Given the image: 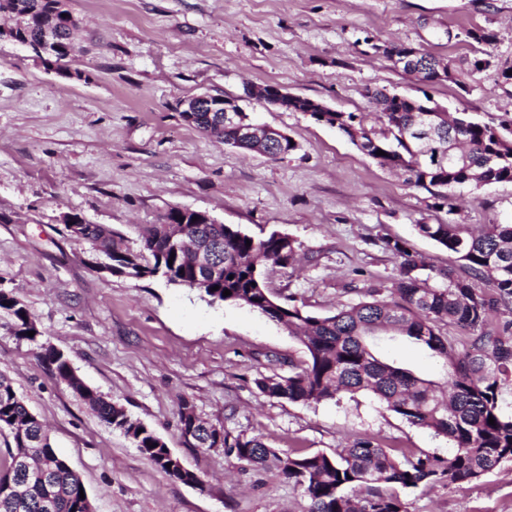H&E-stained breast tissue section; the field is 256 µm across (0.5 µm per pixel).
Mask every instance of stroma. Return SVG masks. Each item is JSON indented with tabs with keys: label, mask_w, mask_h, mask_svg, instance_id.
Listing matches in <instances>:
<instances>
[{
	"label": "stroma",
	"mask_w": 512,
	"mask_h": 512,
	"mask_svg": "<svg viewBox=\"0 0 512 512\" xmlns=\"http://www.w3.org/2000/svg\"><path fill=\"white\" fill-rule=\"evenodd\" d=\"M79 20L67 79L28 47L0 41V285L41 331L39 344L0 326V374L47 426L51 444L81 477L94 512H308L274 463L253 466L226 448H197L179 408L282 452L336 450L372 437L387 448L447 454V438L408 424L369 393L316 405L277 401L257 388L288 372L305 349L287 329L243 305H211L162 278L101 270V254L66 231L76 214L139 248L174 206L204 211L255 237L296 240L297 262L268 266L278 300L329 315L369 285L393 287L406 242L426 264L463 262L419 235L420 224H512V183L452 191L448 204L379 166L345 135L302 112L257 104L259 124L287 133L294 152L271 158L225 146L185 122V100L230 98L273 84L381 124L367 92L428 91L481 120L512 111V0H66ZM496 35L495 63L467 88H421L368 46L392 41L458 61L476 48L463 28ZM63 351L92 389L152 428L201 479L189 486L157 468L102 423L38 356ZM384 358L432 379L442 363L408 340ZM407 512H512V464L457 486L423 485Z\"/></svg>",
	"instance_id": "35a3bbf8"
}]
</instances>
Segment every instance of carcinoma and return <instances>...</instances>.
<instances>
[{"instance_id": "obj_1", "label": "carcinoma", "mask_w": 512, "mask_h": 512, "mask_svg": "<svg viewBox=\"0 0 512 512\" xmlns=\"http://www.w3.org/2000/svg\"><path fill=\"white\" fill-rule=\"evenodd\" d=\"M34 11L18 17L14 40L34 45L47 30L57 33L56 59L68 60L77 21L62 0H26ZM464 41L485 46L480 55L462 69L452 64L450 80L460 86L464 74L472 76L489 68L494 59L487 47L494 34L482 28H468L455 34ZM370 98L379 105V118L387 134L370 138L361 133L358 149L379 165L400 170L406 181L425 189L442 190L458 186L512 182V119L479 122L467 112L444 113L433 138L416 134V110L430 101L421 98H388L375 90ZM183 119L211 136L243 150L254 145L240 140L231 127L217 130L209 113H181ZM319 121L350 139L361 128L354 112H324ZM384 154L379 155L377 151ZM417 232L464 262L467 276L454 267L430 269L400 240L388 242L401 258L395 289L385 296L370 286L363 299L344 305L328 316L311 315L296 305L274 299L264 285L267 263L286 267L294 260L296 242L278 231L255 238L228 224H191L195 246L209 247L223 241L217 259L224 264V277L199 289L210 304L236 303L258 311L288 328L299 337L305 359L288 361V375H263L256 380L264 395L280 401L311 406L333 400L340 393L370 392L386 409L413 426L426 428L447 438L448 456L416 454L407 448H385L370 438L354 441L334 454L325 452L279 453L259 437L232 436L221 431L216 441L206 428L208 422L189 433L180 420L183 434L201 448L220 444L249 464L277 463L281 474L302 488L309 500L308 512H407L401 493L422 484L452 486L478 480L503 464L512 463V414L501 409L502 390L512 385V319L491 330L488 318L503 310L512 312V224H485L477 233L463 224H418ZM72 235L87 240L110 262L117 274L136 279L165 275L183 287L192 285L194 271L189 255L167 241L166 228L152 225L141 247L133 250L122 243L112 228L86 224ZM251 245H246V241ZM428 274H423L424 270ZM231 295H223L224 290ZM0 313L10 319L15 336L38 342L40 331L27 335L32 320L24 305L7 293H0ZM454 327L450 336L442 327ZM383 332L408 337L444 359L447 377L440 383L424 379L379 359L374 346ZM40 357L53 367L82 400L107 425L124 432L143 455L155 465L166 442L152 429L132 419L124 408L87 386L71 370L68 357L52 347H41ZM28 407L11 382L0 376V431L13 440L8 472L0 478V512H92L90 499L80 498L83 486L67 461L52 448L43 424L27 431ZM494 419L495 424L488 423ZM33 451L35 464L47 460L54 467L57 490L51 501L45 490L31 487L22 499L13 497L9 484L18 476L17 458Z\"/></svg>"}]
</instances>
